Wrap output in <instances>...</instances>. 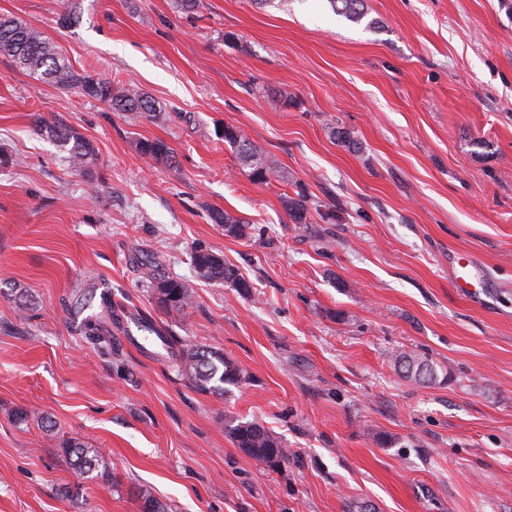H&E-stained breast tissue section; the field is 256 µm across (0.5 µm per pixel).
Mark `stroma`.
Instances as JSON below:
<instances>
[{"label":"stroma","mask_w":512,"mask_h":512,"mask_svg":"<svg viewBox=\"0 0 512 512\" xmlns=\"http://www.w3.org/2000/svg\"><path fill=\"white\" fill-rule=\"evenodd\" d=\"M75 2L66 28L63 0H0V16L159 112L112 111L0 55V149L16 160L0 166V512H141L135 486L172 512H512V0H365L360 23L329 0ZM42 116L93 144L89 171ZM228 125L277 177H249ZM299 183L301 226L283 207ZM211 208L250 236H226ZM198 247L253 297L198 279ZM147 259L191 288L188 314L158 305ZM465 264L487 293L456 287ZM107 292L104 351L83 323ZM187 340L248 381L196 389L178 368ZM397 351L447 380L402 377ZM232 417L260 421L288 460L246 455ZM72 438L107 455V476L70 465ZM137 148L142 155H145L158 164L173 166L176 158L173 150L161 140H141L138 142ZM208 218L211 223L224 226V232L228 236L245 237L251 230L249 224H247L241 217L226 209H210L208 211Z\"/></svg>","instance_id":"1"}]
</instances>
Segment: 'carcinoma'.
Listing matches in <instances>:
<instances>
[{
	"mask_svg": "<svg viewBox=\"0 0 512 512\" xmlns=\"http://www.w3.org/2000/svg\"><path fill=\"white\" fill-rule=\"evenodd\" d=\"M330 4L336 15L351 22L358 23L365 16L364 0H330ZM0 54L9 56L29 75L59 88L77 87L84 94L108 103L114 112H138L153 117L157 111L154 101L132 84L116 87L96 74L77 72L53 42L17 19L0 18ZM39 130L67 153L72 167L84 169L94 160L96 152L90 142L62 122L41 119ZM329 133L338 144L356 148L357 141L350 129L336 125L329 127ZM224 142L234 149L240 164L249 169L253 181L264 183L278 172L275 160L258 149L238 128L224 127ZM137 148L159 164L170 167L176 162L173 150L161 140H141ZM283 205L291 223H308L309 196L301 183L295 184L294 195L283 198ZM208 218L211 223L223 226L228 236L245 237L251 230L241 217L226 209L213 208L208 211ZM191 265L199 278L227 284L243 296H252L253 285L234 266L224 262V256L200 248L192 253ZM143 280L163 306L182 313L192 307L193 296L182 280L161 276L152 269L144 272ZM392 359L407 378L428 384L447 380V377L439 375L436 364L427 358L396 351ZM179 369L198 390L213 394H223L227 387L238 386L248 380L246 372L235 361L224 357V352L190 341L181 343ZM224 430L236 447L262 465L272 468L288 459V449L281 439L255 419L246 422L227 420ZM62 451L82 473H109V462L97 448L71 440ZM138 497L142 500L141 512H169V506L146 488L139 490Z\"/></svg>",
	"mask_w": 512,
	"mask_h": 512,
	"instance_id": "cac0c4a2",
	"label": "carcinoma"
}]
</instances>
